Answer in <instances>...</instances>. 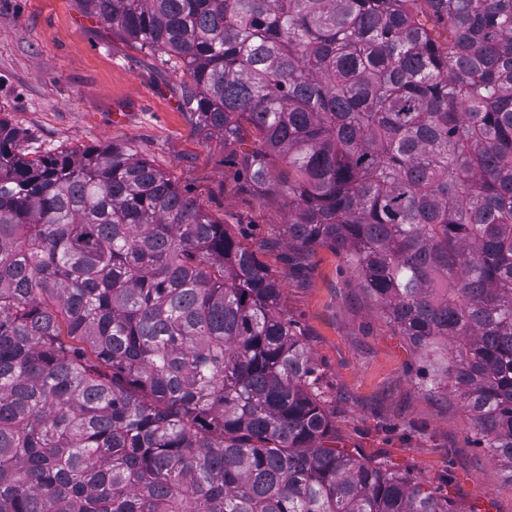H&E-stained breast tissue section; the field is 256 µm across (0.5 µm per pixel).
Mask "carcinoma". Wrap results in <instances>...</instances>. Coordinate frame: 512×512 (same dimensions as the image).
I'll return each instance as SVG.
<instances>
[{
    "label": "carcinoma",
    "mask_w": 512,
    "mask_h": 512,
    "mask_svg": "<svg viewBox=\"0 0 512 512\" xmlns=\"http://www.w3.org/2000/svg\"><path fill=\"white\" fill-rule=\"evenodd\" d=\"M167 57L512 478V0H79ZM336 440L258 250L131 149L0 118V512H452Z\"/></svg>",
    "instance_id": "carcinoma-1"
}]
</instances>
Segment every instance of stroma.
<instances>
[{
	"label": "stroma",
	"instance_id": "1",
	"mask_svg": "<svg viewBox=\"0 0 512 512\" xmlns=\"http://www.w3.org/2000/svg\"><path fill=\"white\" fill-rule=\"evenodd\" d=\"M117 112L127 121L114 123ZM1 116L41 154L118 144L152 161L274 272L340 446L409 474L454 512H512V479L476 444L460 399L427 391L428 362L342 255L323 246L301 260L288 248L282 201L246 189L235 146L199 132L163 57L131 46L77 0H0Z\"/></svg>",
	"mask_w": 512,
	"mask_h": 512
}]
</instances>
